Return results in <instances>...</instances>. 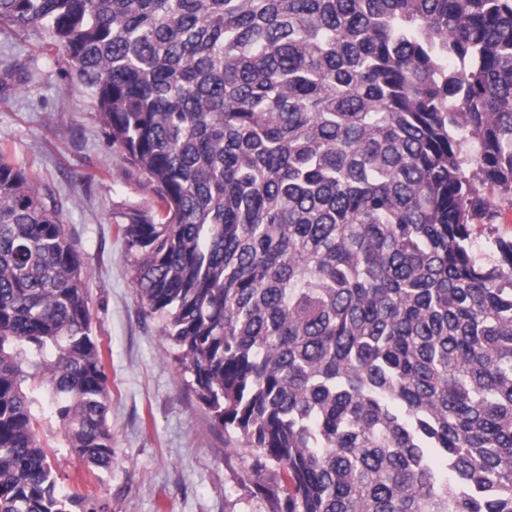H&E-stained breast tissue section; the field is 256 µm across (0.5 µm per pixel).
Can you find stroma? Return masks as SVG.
I'll list each match as a JSON object with an SVG mask.
<instances>
[{
    "label": "stroma",
    "instance_id": "obj_1",
    "mask_svg": "<svg viewBox=\"0 0 512 512\" xmlns=\"http://www.w3.org/2000/svg\"><path fill=\"white\" fill-rule=\"evenodd\" d=\"M64 50L0 26V149L50 190L89 273L87 288L111 392L112 466L96 474L65 448L53 421L41 435L65 486L103 512H271L240 435L224 431L198 399L157 320L143 310L119 226L153 194L109 145L96 107ZM512 238V210L472 227V255L493 264L494 238Z\"/></svg>",
    "mask_w": 512,
    "mask_h": 512
}]
</instances>
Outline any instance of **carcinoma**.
<instances>
[{"instance_id":"carcinoma-1","label":"carcinoma","mask_w":512,"mask_h":512,"mask_svg":"<svg viewBox=\"0 0 512 512\" xmlns=\"http://www.w3.org/2000/svg\"><path fill=\"white\" fill-rule=\"evenodd\" d=\"M154 195L119 227L145 312L272 512H512V0H0ZM498 195L499 202L489 198ZM84 269L0 152V512L60 487L49 412L112 464ZM504 208V216L498 224L493 226L474 224L472 226V255L479 263L490 265L498 260L499 254L493 244L494 237L512 238V210H509L507 206Z\"/></svg>"}]
</instances>
